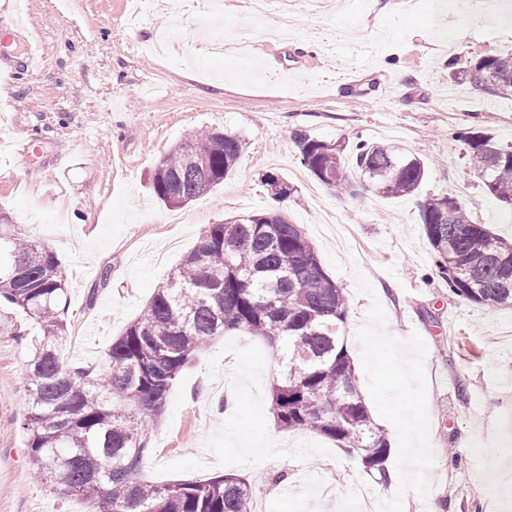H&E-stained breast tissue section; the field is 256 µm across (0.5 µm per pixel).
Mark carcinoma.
<instances>
[{"mask_svg":"<svg viewBox=\"0 0 512 512\" xmlns=\"http://www.w3.org/2000/svg\"><path fill=\"white\" fill-rule=\"evenodd\" d=\"M476 88L512 98V53L478 58L466 75ZM468 165L501 203L512 206V146L459 133ZM300 163L326 187L386 197L417 192L425 161L356 135L328 142L293 132ZM243 137L202 131L156 166L154 194L178 207L211 191L236 167ZM261 182L277 202L296 189L274 172ZM420 224L448 290L476 304L512 306V244L473 220L455 197L419 205ZM67 300L58 256L0 210V332L21 342L20 311L39 325L26 373L22 423L34 476L77 496L86 512H251L255 485L233 474L155 485L144 479L149 429L186 365L211 338L243 330L276 345L280 377L271 412L284 430L319 434L389 481V443L372 420L345 343L347 301L300 225L277 212L208 224L140 314L112 340L96 369L69 367L57 340Z\"/></svg>","mask_w":512,"mask_h":512,"instance_id":"cac0c4a2","label":"carcinoma"}]
</instances>
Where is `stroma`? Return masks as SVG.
<instances>
[{
	"instance_id": "stroma-1",
	"label": "stroma",
	"mask_w": 512,
	"mask_h": 512,
	"mask_svg": "<svg viewBox=\"0 0 512 512\" xmlns=\"http://www.w3.org/2000/svg\"><path fill=\"white\" fill-rule=\"evenodd\" d=\"M293 35L239 54L255 26L237 0L174 10L141 0H0V210L57 254L68 292L59 341L73 366L98 365L208 224L278 211L301 225L347 299L348 348L372 419L385 431L391 480L357 455L271 414L274 350L238 331L211 339L151 429L148 481L248 477L269 512H354L366 488L377 512H512L498 489L512 455V307L449 292L418 220L424 196L459 197L472 218L512 240V208L472 177L462 128L512 146V100L465 78L485 55L512 52V0L496 20L481 0H290ZM38 44L39 68L19 62ZM353 75L356 93L337 83ZM382 88H373L374 79ZM336 141L384 140L429 164L419 193L350 196L299 160L297 128ZM242 135L235 170L209 193L169 207L150 177L204 130ZM33 143L31 157L13 151ZM67 156L57 165V156ZM286 178L276 202L263 173ZM32 349L0 335V512H85L33 481L21 428ZM261 182L266 186V190L271 198L277 202L288 200L296 192V189L288 180L274 172L265 173Z\"/></svg>"
}]
</instances>
